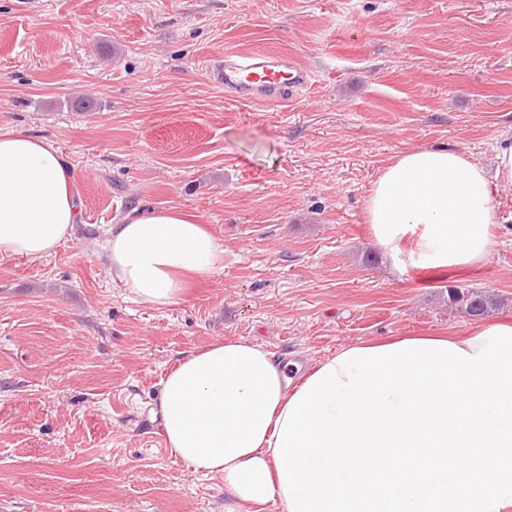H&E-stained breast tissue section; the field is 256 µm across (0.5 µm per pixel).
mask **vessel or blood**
Masks as SVG:
<instances>
[{
    "mask_svg": "<svg viewBox=\"0 0 512 512\" xmlns=\"http://www.w3.org/2000/svg\"><path fill=\"white\" fill-rule=\"evenodd\" d=\"M209 73L227 94L248 102H283L311 82L310 73L293 59L265 54H225Z\"/></svg>",
    "mask_w": 512,
    "mask_h": 512,
    "instance_id": "vessel-or-blood-1",
    "label": "vessel or blood"
}]
</instances>
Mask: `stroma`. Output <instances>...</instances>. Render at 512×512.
Listing matches in <instances>:
<instances>
[{
  "label": "stroma",
  "mask_w": 512,
  "mask_h": 512,
  "mask_svg": "<svg viewBox=\"0 0 512 512\" xmlns=\"http://www.w3.org/2000/svg\"><path fill=\"white\" fill-rule=\"evenodd\" d=\"M227 52L312 73L282 103L225 96ZM53 142L82 197L49 258L0 259V512H225L218 475L164 448L161 382L244 338L308 368L342 348L467 333L448 290L512 320V187L487 262L396 265L366 199L389 160L448 146L492 168L512 138V0H0V130ZM224 244L178 305L134 302L102 258L134 209ZM448 301L458 312L468 316H484L499 305L498 298L493 294L460 287L449 289Z\"/></svg>",
  "instance_id": "1"
}]
</instances>
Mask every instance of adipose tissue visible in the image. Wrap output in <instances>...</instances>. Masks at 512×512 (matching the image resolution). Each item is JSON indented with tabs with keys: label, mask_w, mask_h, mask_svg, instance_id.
I'll list each match as a JSON object with an SVG mask.
<instances>
[{
	"label": "adipose tissue",
	"mask_w": 512,
	"mask_h": 512,
	"mask_svg": "<svg viewBox=\"0 0 512 512\" xmlns=\"http://www.w3.org/2000/svg\"><path fill=\"white\" fill-rule=\"evenodd\" d=\"M512 185V140L496 148L495 172L445 147L398 154L366 200L373 236L392 255L433 269L470 266L490 252V181ZM81 197L66 157L46 139L0 132V257L48 258L72 235ZM108 264L134 301L179 304L189 279L215 274L224 245L178 210H151L109 225ZM302 388L271 352L220 340L181 359L162 381L166 446L194 471L216 474L254 512H290L274 447Z\"/></svg>",
	"instance_id": "obj_1"
}]
</instances>
